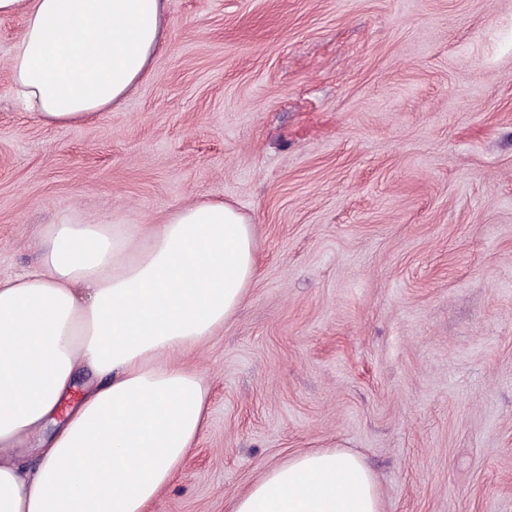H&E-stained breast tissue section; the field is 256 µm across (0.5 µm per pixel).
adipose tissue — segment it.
<instances>
[{
	"label": "adipose tissue",
	"mask_w": 512,
	"mask_h": 512,
	"mask_svg": "<svg viewBox=\"0 0 512 512\" xmlns=\"http://www.w3.org/2000/svg\"><path fill=\"white\" fill-rule=\"evenodd\" d=\"M22 22L9 90L45 126H81L152 72L165 0H0ZM253 228L223 200L161 224L45 225L29 273L0 279V512H145L205 425L208 386L173 361L223 328L256 273ZM95 375L64 422L79 371ZM229 512H381L360 457L329 448L271 468Z\"/></svg>",
	"instance_id": "ef3b65f1"
}]
</instances>
